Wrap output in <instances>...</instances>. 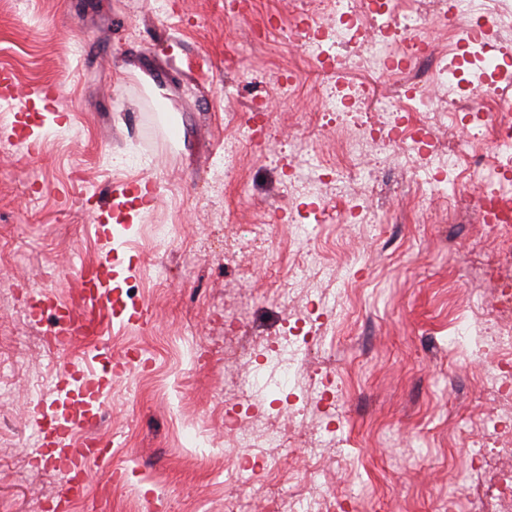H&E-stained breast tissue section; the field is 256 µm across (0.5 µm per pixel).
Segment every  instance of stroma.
I'll use <instances>...</instances> for the list:
<instances>
[{
	"mask_svg": "<svg viewBox=\"0 0 512 512\" xmlns=\"http://www.w3.org/2000/svg\"><path fill=\"white\" fill-rule=\"evenodd\" d=\"M319 0H0V512H266L226 483L235 455L225 393L241 373L224 357L233 335H278L293 307L319 302L321 325L303 379L332 400L298 421L278 416L268 449L284 512L335 499L336 512H438L492 490L472 463L493 403L482 365L457 329L487 332L499 243L468 200L483 179L421 196L385 151L364 160L370 210L346 223L329 190L302 199L289 167L309 178L339 165L347 124L322 112L325 76L301 50L296 25ZM294 77V99L279 95ZM367 105L401 97L407 76L354 70ZM62 84L44 107L34 88ZM41 141L29 153L26 139ZM126 187L124 206L96 214L92 196ZM267 223L265 239L252 225ZM303 223L304 241L293 239ZM172 234L154 238L152 227ZM240 242L238 256L224 243ZM109 256L114 307L97 350L50 352V316L28 314L35 293L77 300L82 266ZM293 289V306L282 289ZM138 300H130L131 290ZM109 375L93 408L112 450L86 499L72 498L35 437L38 414L62 413L77 388L69 360ZM333 439L317 457L321 429ZM326 477L309 485L310 467Z\"/></svg>",
	"mask_w": 512,
	"mask_h": 512,
	"instance_id": "stroma-1",
	"label": "stroma"
}]
</instances>
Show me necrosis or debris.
Returning <instances> with one entry per match:
<instances>
[{"mask_svg": "<svg viewBox=\"0 0 512 512\" xmlns=\"http://www.w3.org/2000/svg\"><path fill=\"white\" fill-rule=\"evenodd\" d=\"M462 2V7L456 8L451 0H436L431 18L447 29L448 51L432 62L431 84L409 78L403 99L382 104L372 122L360 123L358 135L345 140L342 154L348 168L356 169L366 145L389 147L395 167L411 173L426 170L427 178L421 184L425 192L435 191L448 182L463 183L475 175L493 183L485 208L497 235L508 243L494 264L493 281L501 321L494 334L474 338L471 348L473 355L485 363L486 376L495 387L498 401L512 405V185L503 181L504 168L494 162L499 143L477 136L467 149H453L427 137L424 130L406 127L405 115L409 112H432L438 121L462 124L469 113L482 110L486 98L503 95L500 86L490 83L463 103L447 96L448 89L464 84L463 64L482 63L499 68L512 63V58L498 56L495 45L480 34L482 23L493 18L501 39L511 38L512 6L506 0ZM323 8L333 16V23L325 26L306 19L297 29L298 39L306 54L335 65L339 71L360 68L385 75L397 67L406 70L420 51L416 44L410 45L407 55L400 58L389 51L387 41L396 29L417 30L419 19L409 15L403 23H395L388 0H325ZM315 312V307H305L293 321L287 322L281 335L240 346L239 356L250 371L240 376L236 388L255 392L256 398L250 405L246 427H238L234 416L226 418L235 427L238 451L225 464L224 471L228 480L251 496L264 495V475L275 467L273 459L254 456L255 440L277 438L267 427L271 413L265 406V395L260 392L258 371L263 366L289 371L304 364L315 333Z\"/></svg>", "mask_w": 512, "mask_h": 512, "instance_id": "necrosis-or-debris-1", "label": "necrosis or debris"}]
</instances>
